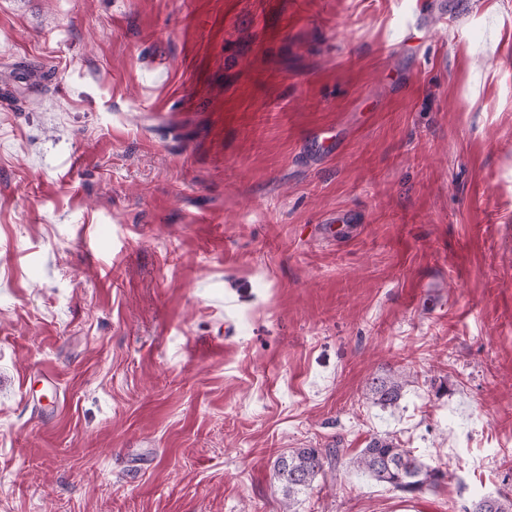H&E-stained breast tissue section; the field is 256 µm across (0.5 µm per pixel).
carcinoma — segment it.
I'll return each mask as SVG.
<instances>
[{"instance_id": "carcinoma-1", "label": "carcinoma", "mask_w": 512, "mask_h": 512, "mask_svg": "<svg viewBox=\"0 0 512 512\" xmlns=\"http://www.w3.org/2000/svg\"><path fill=\"white\" fill-rule=\"evenodd\" d=\"M408 384L406 376L397 373L385 379L375 378L370 385L374 403L382 408H395ZM340 458L338 448H290L273 461V476L286 499L284 512H291L295 498L313 487L324 467ZM348 464L379 483L403 492L422 493L437 488L445 473L426 464L413 450L389 435H376ZM469 512H512V494L484 496L471 504Z\"/></svg>"}]
</instances>
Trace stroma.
I'll list each match as a JSON object with an SVG mask.
<instances>
[{
    "mask_svg": "<svg viewBox=\"0 0 512 512\" xmlns=\"http://www.w3.org/2000/svg\"><path fill=\"white\" fill-rule=\"evenodd\" d=\"M291 448L294 512L512 488V0H0V512H283ZM407 384L406 376L401 373L394 374L385 379L374 378L370 385L372 400L384 409L395 408L399 406ZM348 464L379 483L409 493L436 489L445 478L439 467L426 464L411 448H404L389 435L372 437ZM338 448H291L273 461V476L280 484L286 501L284 512H291L295 498L324 473V467L340 458Z\"/></svg>",
    "mask_w": 512,
    "mask_h": 512,
    "instance_id": "35a3bbf8",
    "label": "stroma"
}]
</instances>
